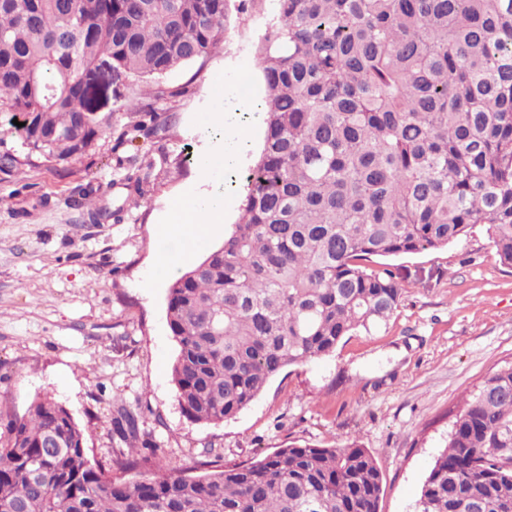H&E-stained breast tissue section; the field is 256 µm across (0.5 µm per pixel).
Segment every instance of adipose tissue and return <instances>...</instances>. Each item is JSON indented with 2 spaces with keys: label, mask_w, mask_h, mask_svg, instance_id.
<instances>
[{
  "label": "adipose tissue",
  "mask_w": 512,
  "mask_h": 512,
  "mask_svg": "<svg viewBox=\"0 0 512 512\" xmlns=\"http://www.w3.org/2000/svg\"><path fill=\"white\" fill-rule=\"evenodd\" d=\"M224 224V199L215 194L196 195L180 201L166 224L159 228L165 236H180L196 242L208 239Z\"/></svg>",
  "instance_id": "ef3b65f1"
}]
</instances>
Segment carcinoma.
Instances as JSON below:
<instances>
[{
  "label": "carcinoma",
  "instance_id": "cac0c4a2",
  "mask_svg": "<svg viewBox=\"0 0 512 512\" xmlns=\"http://www.w3.org/2000/svg\"><path fill=\"white\" fill-rule=\"evenodd\" d=\"M273 2L255 51L265 135L239 222L168 288L178 400L206 424L387 322L404 288L372 259L441 250L485 224L512 269V0ZM225 14L226 0H0V112L24 123L10 133L29 160L85 156L105 131L102 64L115 84L159 79L214 52ZM126 108L144 116L120 135L131 143L158 115L134 97ZM71 204L120 220L90 192ZM141 420L112 396L118 450L93 465L67 409L31 400L0 434V512H378L383 474L355 441L175 474ZM511 456L512 365L453 421L418 512H512Z\"/></svg>",
  "mask_w": 512,
  "mask_h": 512
}]
</instances>
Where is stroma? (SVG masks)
Segmentation results:
<instances>
[{
    "label": "stroma",
    "instance_id": "obj_1",
    "mask_svg": "<svg viewBox=\"0 0 512 512\" xmlns=\"http://www.w3.org/2000/svg\"><path fill=\"white\" fill-rule=\"evenodd\" d=\"M272 8V0H228L220 47L157 80L170 95L147 99L159 115L149 135L118 143L116 127L139 119L124 107L131 92L123 84L106 105L112 129L83 158L38 159L21 177L0 167V416L49 396L84 428L90 462H103L117 395L144 412L167 465L184 472L210 447L233 465L293 440H354L382 469L379 512H417L456 414L488 375L512 363V269L499 263L485 225L448 248L384 259L405 289L393 316L330 355L286 368L236 418L198 423L178 402L179 345L166 317L171 281L160 259L187 251L196 261L223 239L188 247L157 227L199 185L223 193L225 222H236L237 177L264 138L254 48ZM235 127L247 133L237 156L199 183L200 157ZM91 186L121 222L95 223L72 207Z\"/></svg>",
    "mask_w": 512,
    "mask_h": 512
}]
</instances>
